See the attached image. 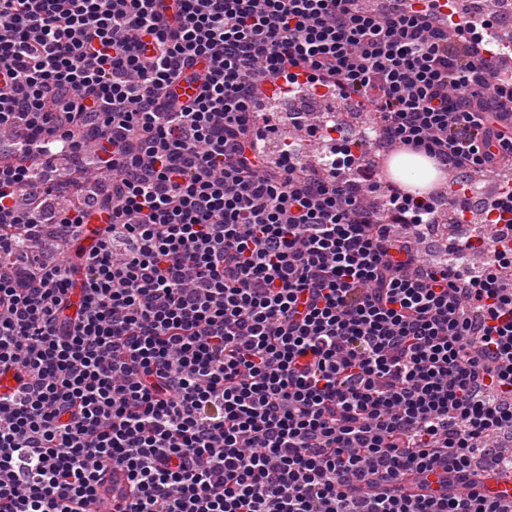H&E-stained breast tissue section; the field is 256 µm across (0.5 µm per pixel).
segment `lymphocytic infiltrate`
I'll list each match as a JSON object with an SVG mask.
<instances>
[{
    "instance_id": "f902f5d3",
    "label": "lymphocytic infiltrate",
    "mask_w": 512,
    "mask_h": 512,
    "mask_svg": "<svg viewBox=\"0 0 512 512\" xmlns=\"http://www.w3.org/2000/svg\"><path fill=\"white\" fill-rule=\"evenodd\" d=\"M459 16L0 0V370L23 379L0 397V512H85L112 467L117 512H512L448 485L512 470V183L429 265L391 228L423 235L441 193L373 208L366 139L308 171L256 129L265 85L321 87L475 191L512 165V73L478 64L503 49ZM90 148L108 182L53 215L24 205Z\"/></svg>"
}]
</instances>
